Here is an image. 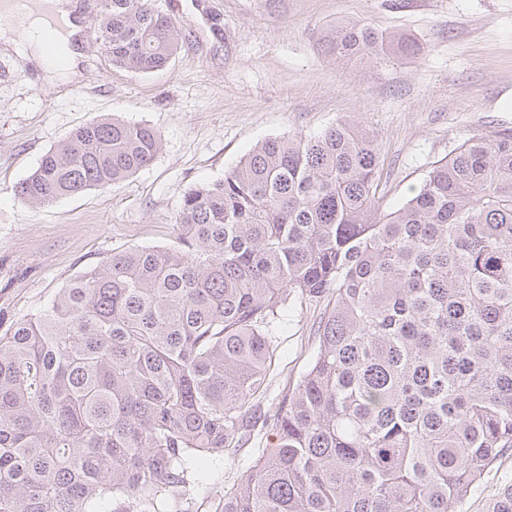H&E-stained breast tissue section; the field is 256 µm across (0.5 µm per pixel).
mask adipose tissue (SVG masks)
<instances>
[{
    "label": "adipose tissue",
    "instance_id": "adipose-tissue-1",
    "mask_svg": "<svg viewBox=\"0 0 512 512\" xmlns=\"http://www.w3.org/2000/svg\"><path fill=\"white\" fill-rule=\"evenodd\" d=\"M53 11L63 25L59 44L61 53L57 57H48L45 52L40 34L43 18L41 7L36 2L29 6L23 27L10 23L0 26V43L34 61L42 69L46 82L58 86L75 75L77 53L72 48V42L79 27L73 19L68 0H56Z\"/></svg>",
    "mask_w": 512,
    "mask_h": 512
}]
</instances>
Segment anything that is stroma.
I'll return each instance as SVG.
<instances>
[{"instance_id":"obj_1","label":"stroma","mask_w":512,"mask_h":512,"mask_svg":"<svg viewBox=\"0 0 512 512\" xmlns=\"http://www.w3.org/2000/svg\"><path fill=\"white\" fill-rule=\"evenodd\" d=\"M162 4L190 40L153 73L112 66L91 17L80 12L78 74L65 86L46 85L32 60L0 47V334L113 252L171 245L184 193L223 179L265 139L359 121L378 139L381 191L392 211L462 143L512 132V0H210L224 21L220 35L193 0ZM351 21L404 35L422 51L338 64L328 35ZM103 113L154 127L163 139L155 161L105 189L41 208L23 204L15 185ZM322 310L317 303L284 309L255 414H273L316 354ZM271 439L269 430L254 429L225 450L223 463L193 470V512H215ZM510 482L506 454L455 512H487Z\"/></svg>"}]
</instances>
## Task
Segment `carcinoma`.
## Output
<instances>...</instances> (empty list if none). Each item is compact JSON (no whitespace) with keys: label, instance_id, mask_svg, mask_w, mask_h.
<instances>
[{"label":"carcinoma","instance_id":"1","mask_svg":"<svg viewBox=\"0 0 512 512\" xmlns=\"http://www.w3.org/2000/svg\"><path fill=\"white\" fill-rule=\"evenodd\" d=\"M112 65L165 67L159 0H98ZM339 61L414 55L365 24ZM153 127L101 115L14 187L45 207L150 166ZM358 122L257 143L188 190L171 246L112 253L0 336V512H189L188 470L250 427L291 301L325 302L319 348L268 445L216 512H452L512 451V132L435 163L383 209ZM489 512H512V484Z\"/></svg>","mask_w":512,"mask_h":512}]
</instances>
